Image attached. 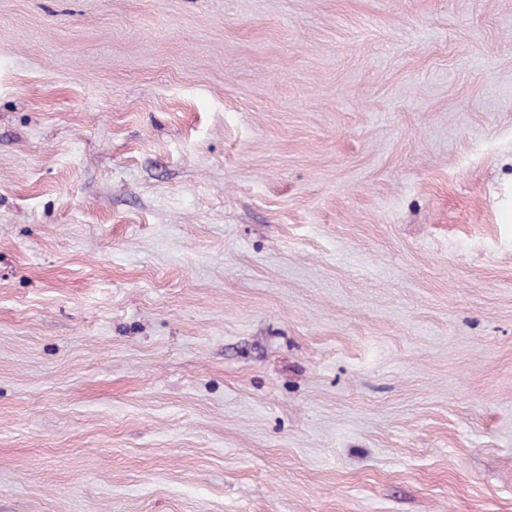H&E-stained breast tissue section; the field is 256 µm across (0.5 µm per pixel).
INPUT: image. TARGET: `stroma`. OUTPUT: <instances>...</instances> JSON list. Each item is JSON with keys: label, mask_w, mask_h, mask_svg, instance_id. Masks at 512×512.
I'll list each match as a JSON object with an SVG mask.
<instances>
[{"label": "stroma", "mask_w": 512, "mask_h": 512, "mask_svg": "<svg viewBox=\"0 0 512 512\" xmlns=\"http://www.w3.org/2000/svg\"><path fill=\"white\" fill-rule=\"evenodd\" d=\"M0 512H512V0H0Z\"/></svg>", "instance_id": "35a3bbf8"}]
</instances>
